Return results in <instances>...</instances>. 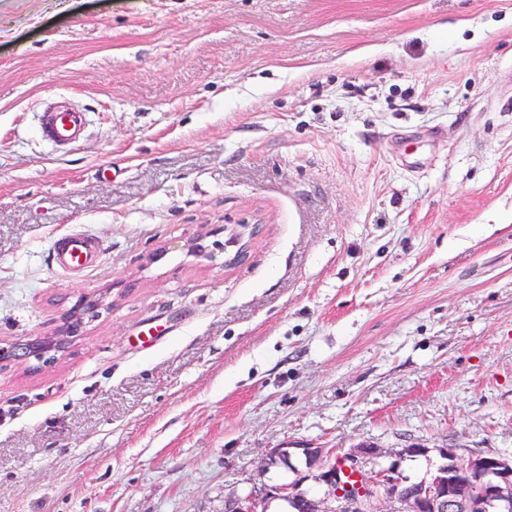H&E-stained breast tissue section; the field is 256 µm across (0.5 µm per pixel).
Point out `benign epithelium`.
<instances>
[{"instance_id":"1","label":"benign epithelium","mask_w":512,"mask_h":512,"mask_svg":"<svg viewBox=\"0 0 512 512\" xmlns=\"http://www.w3.org/2000/svg\"><path fill=\"white\" fill-rule=\"evenodd\" d=\"M98 306L99 302L83 298L63 315L52 335L0 345V363L32 355L55 359L64 352L67 338L79 332L81 315ZM440 454L445 464L415 492L405 494L398 490V462L381 463L382 449L364 441L316 475L325 491L308 500L306 512H512V456L461 455L452 447L440 449ZM278 499L290 505L298 503L299 485L253 487L246 495L227 501L225 512H267V504Z\"/></svg>"}]
</instances>
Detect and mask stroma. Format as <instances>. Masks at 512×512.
I'll return each mask as SVG.
<instances>
[{"label":"stroma","mask_w":512,"mask_h":512,"mask_svg":"<svg viewBox=\"0 0 512 512\" xmlns=\"http://www.w3.org/2000/svg\"><path fill=\"white\" fill-rule=\"evenodd\" d=\"M76 227L101 267L58 274ZM85 297L61 358L0 364V512L319 495L301 449L364 440L411 482L512 456V0H0V342ZM86 127V115L75 107L45 104L38 120L40 137L59 149L71 148L82 138ZM298 484H263L260 488L253 487L244 496H238L225 503V512H266V505L273 500H283L290 505L297 504L302 495L299 493ZM263 505L259 511L258 507ZM290 510V508H288ZM288 510V511H289ZM290 512V511H289Z\"/></svg>","instance_id":"35a3bbf8"}]
</instances>
